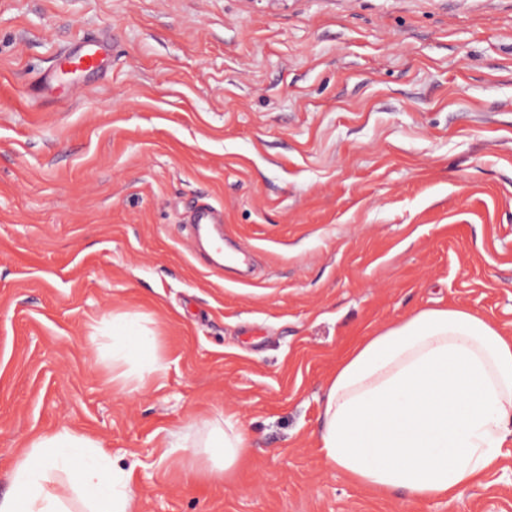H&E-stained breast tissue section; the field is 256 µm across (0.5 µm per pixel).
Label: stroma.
<instances>
[{"instance_id": "1", "label": "stroma", "mask_w": 512, "mask_h": 512, "mask_svg": "<svg viewBox=\"0 0 512 512\" xmlns=\"http://www.w3.org/2000/svg\"><path fill=\"white\" fill-rule=\"evenodd\" d=\"M87 36L104 71L40 90ZM198 203L249 280L188 235ZM446 305L512 338V0H0V496L66 424L136 512H512V454L416 501L318 448L343 356ZM125 312L163 363L133 393ZM224 412L251 435L231 478L164 455ZM107 324L112 332V380L124 387L134 381L132 390L145 387L163 370L157 337L140 330L136 315L129 313L112 314Z\"/></svg>"}]
</instances>
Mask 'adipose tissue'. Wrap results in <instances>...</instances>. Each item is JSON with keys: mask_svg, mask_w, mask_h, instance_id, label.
I'll list each match as a JSON object with an SVG mask.
<instances>
[{"mask_svg": "<svg viewBox=\"0 0 512 512\" xmlns=\"http://www.w3.org/2000/svg\"><path fill=\"white\" fill-rule=\"evenodd\" d=\"M113 379L145 385L163 369L155 336L112 315ZM326 463L359 484L417 500H456L512 447V340L462 307L420 309L362 339L336 367L322 403ZM170 451L198 475L232 477L250 451L239 415L171 432ZM129 473L68 426L32 436L16 457L0 512H133Z\"/></svg>", "mask_w": 512, "mask_h": 512, "instance_id": "adipose-tissue-1", "label": "adipose tissue"}]
</instances>
